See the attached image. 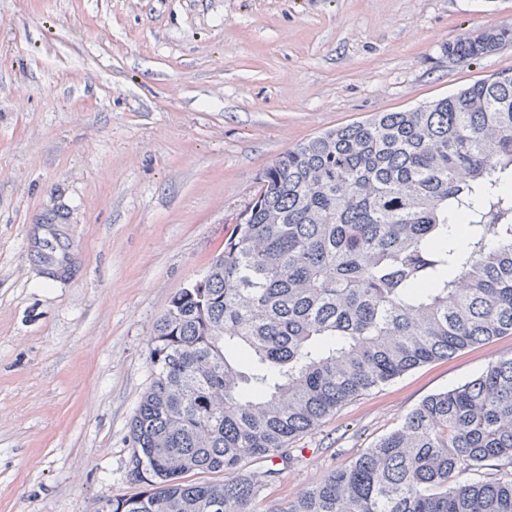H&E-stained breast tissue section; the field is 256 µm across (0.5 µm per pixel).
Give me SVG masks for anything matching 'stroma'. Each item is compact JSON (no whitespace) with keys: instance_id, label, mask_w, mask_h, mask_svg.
<instances>
[{"instance_id":"1","label":"stroma","mask_w":512,"mask_h":512,"mask_svg":"<svg viewBox=\"0 0 512 512\" xmlns=\"http://www.w3.org/2000/svg\"><path fill=\"white\" fill-rule=\"evenodd\" d=\"M512 0H0V512H95L140 487L128 424L156 320L296 145L512 71L448 43ZM73 253L52 277L32 235ZM512 335L360 396L293 445L296 498Z\"/></svg>"}]
</instances>
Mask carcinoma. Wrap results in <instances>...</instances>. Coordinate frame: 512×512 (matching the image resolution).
<instances>
[{"label":"carcinoma","mask_w":512,"mask_h":512,"mask_svg":"<svg viewBox=\"0 0 512 512\" xmlns=\"http://www.w3.org/2000/svg\"><path fill=\"white\" fill-rule=\"evenodd\" d=\"M508 43L493 27L448 58ZM203 278L154 326L128 427L142 490L96 512H512V357L258 508L290 445L342 406L512 334L511 74L287 151Z\"/></svg>","instance_id":"cac0c4a2"}]
</instances>
